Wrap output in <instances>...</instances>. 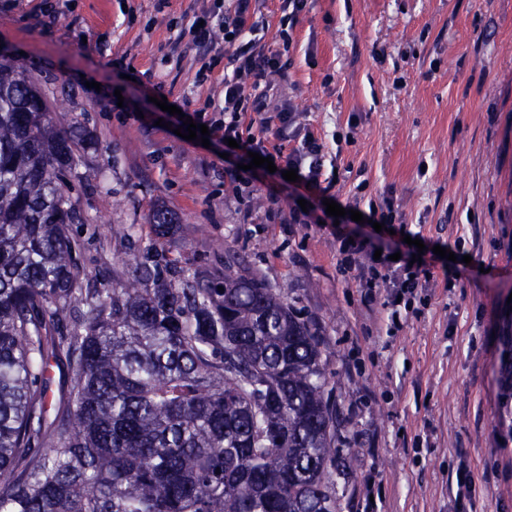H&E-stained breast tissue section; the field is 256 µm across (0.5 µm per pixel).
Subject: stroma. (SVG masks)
I'll list each match as a JSON object with an SVG mask.
<instances>
[{
	"instance_id": "1",
	"label": "stroma",
	"mask_w": 512,
	"mask_h": 512,
	"mask_svg": "<svg viewBox=\"0 0 512 512\" xmlns=\"http://www.w3.org/2000/svg\"><path fill=\"white\" fill-rule=\"evenodd\" d=\"M42 2L0 0V62L87 143L72 194L85 270L129 266L155 236L149 210H172L169 259L220 276L226 253H244L246 274L315 325L358 459L338 512H449L460 468L473 478L467 512H512V0H310L291 32L288 91L336 161L324 195L262 167L237 194L224 173L241 159L223 157V141L158 126L155 98L205 105L203 61L167 22L206 0H69L51 17ZM301 199L317 223H289ZM328 199L391 207L384 247L425 244L427 300L395 335L381 299L339 270L337 231L373 227L328 216ZM112 224L131 239L112 238Z\"/></svg>"
}]
</instances>
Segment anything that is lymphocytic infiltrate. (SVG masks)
I'll return each mask as SVG.
<instances>
[{
    "label": "lymphocytic infiltrate",
    "mask_w": 512,
    "mask_h": 512,
    "mask_svg": "<svg viewBox=\"0 0 512 512\" xmlns=\"http://www.w3.org/2000/svg\"><path fill=\"white\" fill-rule=\"evenodd\" d=\"M307 5L308 0H281L279 27L274 30L266 13L267 0H214L208 8L186 12L178 34L189 38L200 56L224 55V96L219 101L208 99L214 115L196 113L197 123L206 124L219 139L236 140L241 152H256L296 170L300 184L318 191L336 178L325 167V145L312 126L301 122L286 87L269 80L272 74L285 73L282 57L290 46V32ZM269 32L278 48L266 41ZM290 139L296 146L288 151L284 143ZM341 250L360 287L384 291L390 327L398 329L402 306L410 304L428 276L426 264L376 257L375 244L361 237L342 241Z\"/></svg>",
    "instance_id": "f902f5d3"
}]
</instances>
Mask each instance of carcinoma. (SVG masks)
Segmentation results:
<instances>
[{
  "mask_svg": "<svg viewBox=\"0 0 512 512\" xmlns=\"http://www.w3.org/2000/svg\"><path fill=\"white\" fill-rule=\"evenodd\" d=\"M49 112L0 62V512H336L357 459L309 323L236 253L217 276L152 240L92 282ZM52 367L49 369V389L50 394L53 396L55 404L61 406L66 400L67 393L72 384V374L69 371L66 363L52 362Z\"/></svg>",
  "mask_w": 512,
  "mask_h": 512,
  "instance_id": "cac0c4a2",
  "label": "carcinoma"
}]
</instances>
